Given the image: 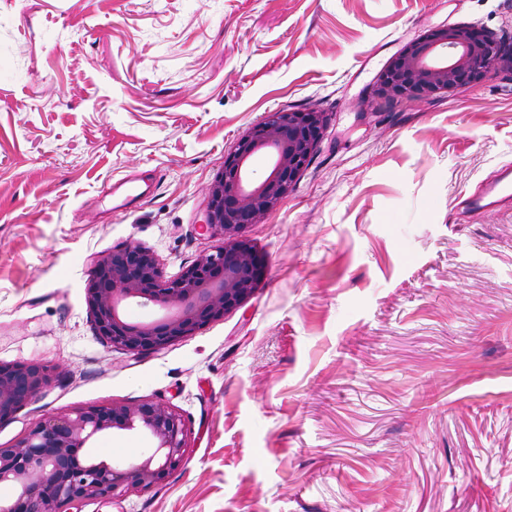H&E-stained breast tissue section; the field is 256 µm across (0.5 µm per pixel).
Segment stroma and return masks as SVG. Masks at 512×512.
<instances>
[{
  "mask_svg": "<svg viewBox=\"0 0 512 512\" xmlns=\"http://www.w3.org/2000/svg\"><path fill=\"white\" fill-rule=\"evenodd\" d=\"M466 23L512 47V0H0V361L54 375L0 445L153 402L182 416L185 465L83 512H512V207H461L512 168V73L368 94ZM288 108L328 125L245 230L258 291L165 349L106 344L93 258L137 244L171 278L217 246L211 182ZM129 174L157 189L113 210Z\"/></svg>",
  "mask_w": 512,
  "mask_h": 512,
  "instance_id": "35a3bbf8",
  "label": "stroma"
}]
</instances>
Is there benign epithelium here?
<instances>
[{
  "label": "benign epithelium",
  "mask_w": 512,
  "mask_h": 512,
  "mask_svg": "<svg viewBox=\"0 0 512 512\" xmlns=\"http://www.w3.org/2000/svg\"><path fill=\"white\" fill-rule=\"evenodd\" d=\"M512 70L502 50L475 25H446L409 41L385 65L371 94L388 102L446 94L478 84L492 70ZM328 124L314 108L277 111L251 125L224 161L208 190L200 229L221 245L202 251L169 279L152 251L127 245L97 256L86 285V304L99 336L133 354L161 350L242 307L259 289L265 258L243 232L260 224L292 192ZM267 160L254 175L253 163ZM136 303L156 314L133 321ZM51 382L49 369L0 362V424L13 418ZM138 433L150 442L135 463L89 447L108 431ZM186 431L179 413L143 402L76 409L34 425L19 442L0 446V487L14 489L0 512H81L90 501L108 502L158 486L185 461Z\"/></svg>",
  "instance_id": "obj_1"
}]
</instances>
